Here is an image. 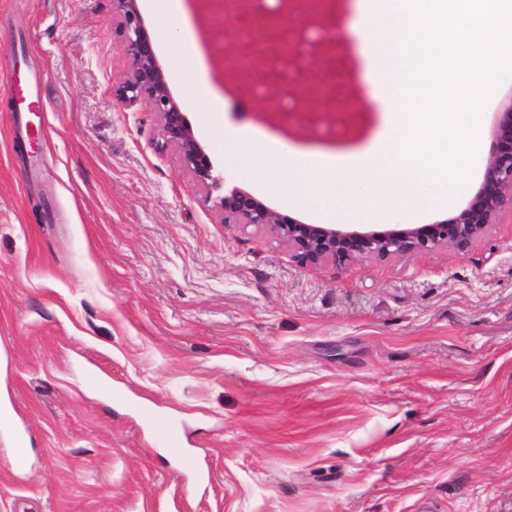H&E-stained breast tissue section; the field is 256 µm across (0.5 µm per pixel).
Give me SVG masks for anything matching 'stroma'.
Masks as SVG:
<instances>
[{
    "instance_id": "obj_1",
    "label": "stroma",
    "mask_w": 512,
    "mask_h": 512,
    "mask_svg": "<svg viewBox=\"0 0 512 512\" xmlns=\"http://www.w3.org/2000/svg\"><path fill=\"white\" fill-rule=\"evenodd\" d=\"M350 2L320 18L325 63L302 58L306 105L288 114L243 92L269 68L237 74L217 0H185L202 73L138 4L227 185L308 224L327 217L292 204L287 176L264 190L212 133L252 125L332 150L372 138ZM125 65L112 0H0V84L41 104L0 93V512H415L424 496L434 512H512V217L465 255L300 264L266 230L225 223L179 151L158 149L156 115L113 99ZM333 83L359 111L318 110ZM210 88L225 111H208ZM511 103L507 76L455 208Z\"/></svg>"
}]
</instances>
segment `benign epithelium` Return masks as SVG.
<instances>
[{"instance_id":"1","label":"benign epithelium","mask_w":512,"mask_h":512,"mask_svg":"<svg viewBox=\"0 0 512 512\" xmlns=\"http://www.w3.org/2000/svg\"><path fill=\"white\" fill-rule=\"evenodd\" d=\"M112 13L124 38L128 66L112 96L126 107L140 106L158 117L161 147L179 150L186 168L206 198L214 200L226 224L263 228L286 242L303 265L331 263L339 268L358 260L385 261L451 247L468 253L504 213L512 214V102L499 113L494 145L482 184L455 216L433 224H307L265 205L234 187L225 189L205 148L194 138L173 97L155 53L153 40L137 8V0H112Z\"/></svg>"}]
</instances>
